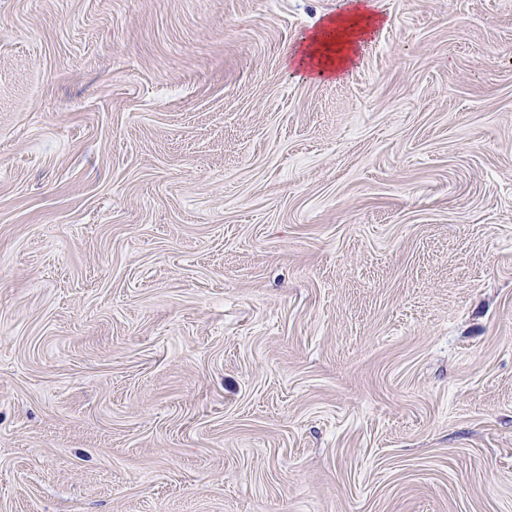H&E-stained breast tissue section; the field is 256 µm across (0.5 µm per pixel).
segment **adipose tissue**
<instances>
[{
  "instance_id": "adipose-tissue-1",
  "label": "adipose tissue",
  "mask_w": 512,
  "mask_h": 512,
  "mask_svg": "<svg viewBox=\"0 0 512 512\" xmlns=\"http://www.w3.org/2000/svg\"><path fill=\"white\" fill-rule=\"evenodd\" d=\"M345 8L311 35L298 64L303 72L324 78L345 70L358 47L378 23L367 0H345Z\"/></svg>"
}]
</instances>
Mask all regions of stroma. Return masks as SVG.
I'll return each instance as SVG.
<instances>
[{
    "instance_id": "obj_1",
    "label": "stroma",
    "mask_w": 512,
    "mask_h": 512,
    "mask_svg": "<svg viewBox=\"0 0 512 512\" xmlns=\"http://www.w3.org/2000/svg\"><path fill=\"white\" fill-rule=\"evenodd\" d=\"M0 0V512H512V0ZM366 1L345 0L341 11L327 19L311 35L302 48L298 69L308 73V79H321L345 70L353 61L358 47L376 27L379 19ZM315 74V75H313Z\"/></svg>"
}]
</instances>
